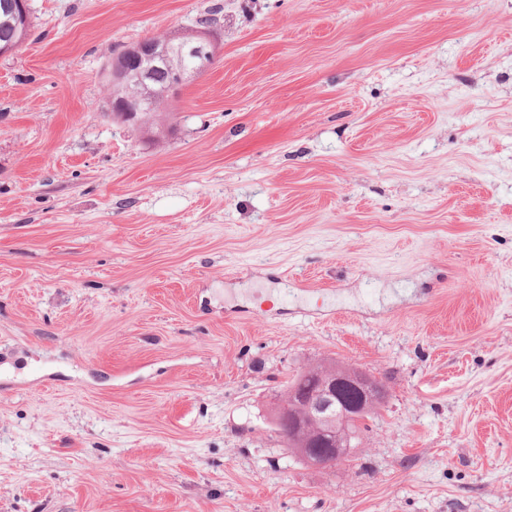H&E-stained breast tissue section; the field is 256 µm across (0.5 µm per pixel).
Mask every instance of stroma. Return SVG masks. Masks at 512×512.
I'll list each match as a JSON object with an SVG mask.
<instances>
[{"mask_svg":"<svg viewBox=\"0 0 512 512\" xmlns=\"http://www.w3.org/2000/svg\"><path fill=\"white\" fill-rule=\"evenodd\" d=\"M0 56V512H512V0H30ZM209 24L156 140L101 78ZM388 391L354 455L271 425ZM311 384L302 371L287 383L288 399L276 410L275 425L282 432L290 425L291 432L284 437L288 447L310 466L332 467L348 459L352 453L351 437L338 431L339 422L350 417L365 420L377 411L387 399V390L367 370L353 364L320 366L311 370ZM348 386L364 396L357 415L347 412L338 399L339 388ZM297 389V390H296ZM301 390V391H298Z\"/></svg>","mask_w":512,"mask_h":512,"instance_id":"obj_1","label":"stroma"}]
</instances>
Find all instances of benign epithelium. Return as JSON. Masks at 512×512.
<instances>
[{
  "mask_svg": "<svg viewBox=\"0 0 512 512\" xmlns=\"http://www.w3.org/2000/svg\"><path fill=\"white\" fill-rule=\"evenodd\" d=\"M9 9L19 25L28 29L31 16L28 0H12ZM214 45L207 28L149 38L125 49L105 68L112 89L111 109L119 120L139 125L138 115L150 111L157 99L151 87L152 74L164 64L173 73L169 90L174 91L205 72L214 61ZM308 388L288 391V399L275 414L277 429L290 426L285 436L288 447L310 466L332 467L348 459L353 445L338 431L339 422L351 417L338 399L339 388L348 386L364 396L357 416L377 411L387 399V390L367 370L353 364L320 366L310 372Z\"/></svg>",
  "mask_w": 512,
  "mask_h": 512,
  "instance_id": "obj_1",
  "label": "benign epithelium"
}]
</instances>
